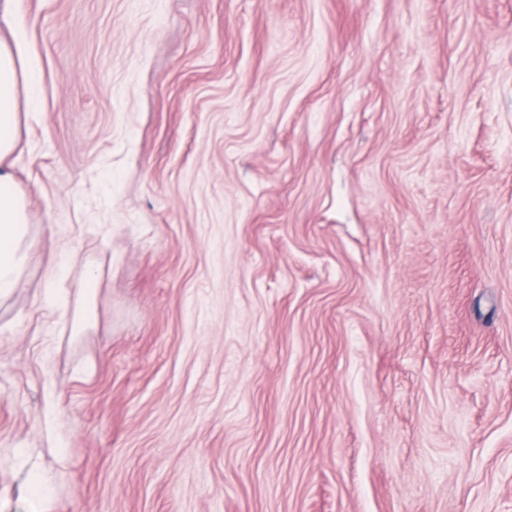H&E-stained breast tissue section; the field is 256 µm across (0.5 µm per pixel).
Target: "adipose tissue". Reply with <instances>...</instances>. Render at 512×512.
<instances>
[{
    "label": "adipose tissue",
    "mask_w": 512,
    "mask_h": 512,
    "mask_svg": "<svg viewBox=\"0 0 512 512\" xmlns=\"http://www.w3.org/2000/svg\"><path fill=\"white\" fill-rule=\"evenodd\" d=\"M39 84L19 38H0V303L18 288L29 261L27 205L12 172L18 104L36 106Z\"/></svg>",
    "instance_id": "ef3b65f1"
}]
</instances>
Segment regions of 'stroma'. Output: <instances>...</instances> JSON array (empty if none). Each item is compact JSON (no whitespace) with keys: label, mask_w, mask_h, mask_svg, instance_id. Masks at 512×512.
Here are the masks:
<instances>
[{"label":"stroma","mask_w":512,"mask_h":512,"mask_svg":"<svg viewBox=\"0 0 512 512\" xmlns=\"http://www.w3.org/2000/svg\"><path fill=\"white\" fill-rule=\"evenodd\" d=\"M9 28L40 104L0 512L34 465L47 512H512V0H17ZM84 288H81L75 301V310L71 321V335L80 336L91 325L93 302L97 290L98 275L88 266L85 273Z\"/></svg>","instance_id":"obj_1"}]
</instances>
